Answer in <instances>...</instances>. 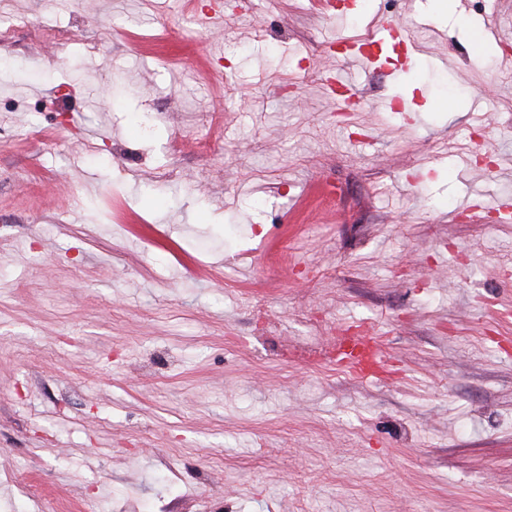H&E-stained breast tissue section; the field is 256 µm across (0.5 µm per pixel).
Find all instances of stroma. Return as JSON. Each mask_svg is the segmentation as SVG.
I'll list each match as a JSON object with an SVG mask.
<instances>
[{"mask_svg":"<svg viewBox=\"0 0 512 512\" xmlns=\"http://www.w3.org/2000/svg\"><path fill=\"white\" fill-rule=\"evenodd\" d=\"M334 2L0 0V512H512V0ZM409 41V44L407 42ZM404 41L415 50L405 56V63L397 71L405 72L412 63V57L418 50L414 41L408 39L403 28L392 19H378L368 39L363 42L345 37H336L337 43L349 45V51L344 54V61L358 72L367 73L383 66V54L387 46ZM361 42V43H360ZM417 49V50H416ZM356 336H350L348 338L349 342L353 345V348L350 352H340V356L342 358H347L352 362L351 367L356 369L358 366L360 367L363 360L361 359V353L365 352L366 356L373 362H377L381 360L383 354V346L380 340L373 336H366L363 332H356ZM359 350L355 353V350ZM365 356V357H366Z\"/></svg>","mask_w":512,"mask_h":512,"instance_id":"obj_1","label":"stroma"}]
</instances>
